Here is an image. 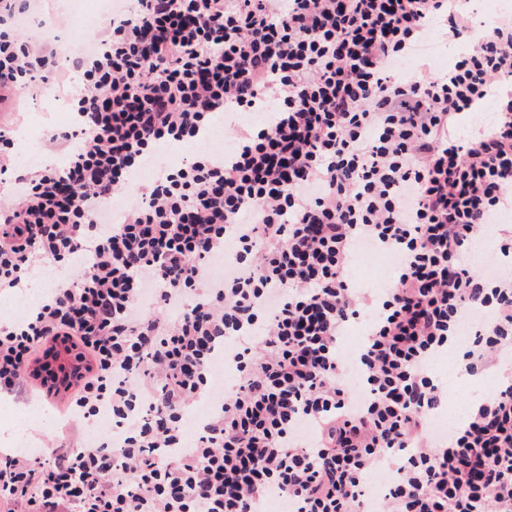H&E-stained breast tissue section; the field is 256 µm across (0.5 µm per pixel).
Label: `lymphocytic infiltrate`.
Masks as SVG:
<instances>
[{"instance_id": "1", "label": "lymphocytic infiltrate", "mask_w": 512, "mask_h": 512, "mask_svg": "<svg viewBox=\"0 0 512 512\" xmlns=\"http://www.w3.org/2000/svg\"><path fill=\"white\" fill-rule=\"evenodd\" d=\"M31 2L0 0V89L56 93L72 122L46 133L65 166L0 204V291L47 265L69 279L28 320L0 318V395L59 342L81 373L76 437L1 458L0 504L512 512V17L475 25L470 0H131L65 69L20 26ZM434 31L470 41L445 70L416 55ZM489 103L493 125L463 131ZM219 116L232 150L201 148ZM185 143L180 165L158 154ZM364 247L394 256L385 288L352 287ZM462 336L465 372L509 370L439 429L432 362Z\"/></svg>"}]
</instances>
